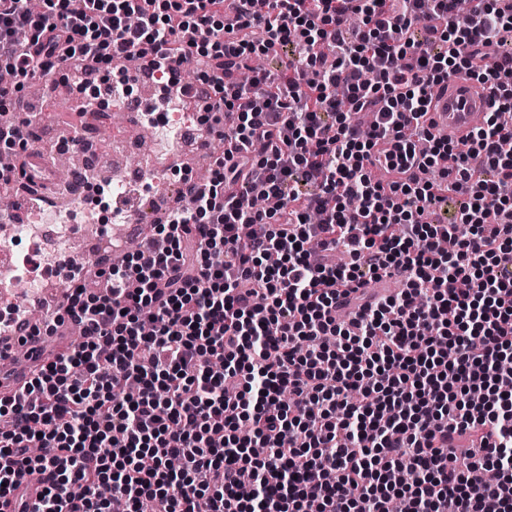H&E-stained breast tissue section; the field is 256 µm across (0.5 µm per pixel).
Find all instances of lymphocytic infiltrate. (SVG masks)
<instances>
[{
  "instance_id": "obj_1",
  "label": "lymphocytic infiltrate",
  "mask_w": 512,
  "mask_h": 512,
  "mask_svg": "<svg viewBox=\"0 0 512 512\" xmlns=\"http://www.w3.org/2000/svg\"><path fill=\"white\" fill-rule=\"evenodd\" d=\"M470 2L0 0V111L148 68L225 146L0 396V501L35 469L20 512H512V5ZM462 72L494 104L460 144L426 121Z\"/></svg>"
}]
</instances>
